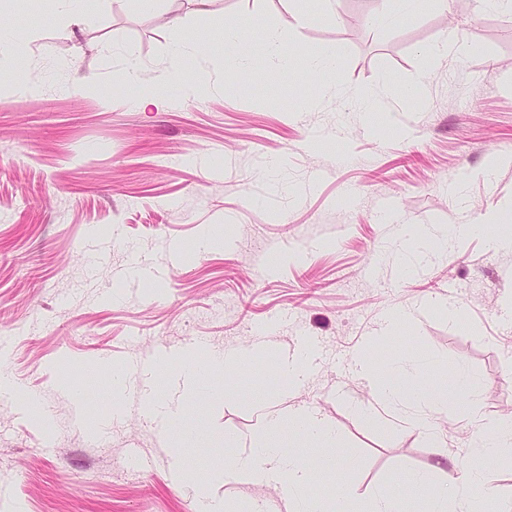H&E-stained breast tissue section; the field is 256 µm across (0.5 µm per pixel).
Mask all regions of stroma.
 <instances>
[{"label":"stroma","instance_id":"1","mask_svg":"<svg viewBox=\"0 0 512 512\" xmlns=\"http://www.w3.org/2000/svg\"><path fill=\"white\" fill-rule=\"evenodd\" d=\"M4 2L0 19L27 50L19 64L0 57L11 76L0 80V369L13 382L0 397V512H196L201 488L241 512H283L278 485L215 473L264 440L262 402L315 412L355 459L313 473L325 498L400 494L407 512H427L431 487L406 490V474L449 458L476 466L478 427L512 417V251L452 239L405 276L398 227L512 215V11L447 0L380 30L368 24L378 0H94L75 27L56 0ZM232 20L248 47L273 30L298 59L338 52L340 68L242 76L190 52L170 78L179 39L219 36ZM442 40L474 49L432 54ZM131 60L135 93L115 83ZM194 80L202 92L182 101ZM383 81L420 88L396 99L397 130L336 94ZM157 88L163 102L137 105ZM219 224V243L198 249ZM136 258L164 277H127ZM402 312L411 321L382 337ZM162 348L201 367L215 353L241 358L202 396H182L181 426L198 439L146 423L137 392L112 395L113 367ZM305 352L319 362L289 385L277 366ZM363 353L382 378L408 361L427 387H452L460 367L478 379L476 396L435 414L443 447L415 426L414 400L384 411L383 426L364 416L378 400L354 372ZM455 493L504 512L512 450L485 467L481 491Z\"/></svg>","mask_w":512,"mask_h":512}]
</instances>
